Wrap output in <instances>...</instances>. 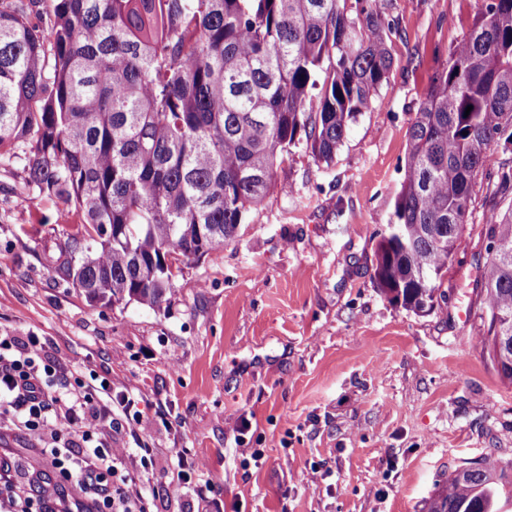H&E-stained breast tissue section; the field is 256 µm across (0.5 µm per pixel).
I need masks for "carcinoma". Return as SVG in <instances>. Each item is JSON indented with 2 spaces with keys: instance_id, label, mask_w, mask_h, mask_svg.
Returning <instances> with one entry per match:
<instances>
[{
  "instance_id": "1",
  "label": "carcinoma",
  "mask_w": 512,
  "mask_h": 512,
  "mask_svg": "<svg viewBox=\"0 0 512 512\" xmlns=\"http://www.w3.org/2000/svg\"><path fill=\"white\" fill-rule=\"evenodd\" d=\"M0 10V153L58 198L55 270L104 305L161 308L177 261L218 251L303 147L330 164L388 78L397 34L377 0H32ZM470 114H465L467 107ZM404 180L372 282L415 313L445 297L475 188L485 213L481 343L512 384V0H481L408 129ZM512 460L455 470L429 512H483Z\"/></svg>"
}]
</instances>
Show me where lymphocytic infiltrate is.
<instances>
[{
	"mask_svg": "<svg viewBox=\"0 0 512 512\" xmlns=\"http://www.w3.org/2000/svg\"><path fill=\"white\" fill-rule=\"evenodd\" d=\"M44 361L45 345L39 337H0V409L14 410L24 426L39 436L80 432L82 451L69 445L44 451L60 479L72 483L75 494L63 497L48 484L37 497L24 496L14 461L1 456L0 507L5 512H145L140 498L128 490L129 476L118 473L126 448L95 438L113 408L127 416L134 401L111 403L112 386L107 382L92 387L80 384L70 391L64 413L50 416L52 395L38 373Z\"/></svg>",
	"mask_w": 512,
	"mask_h": 512,
	"instance_id": "1",
	"label": "lymphocytic infiltrate"
}]
</instances>
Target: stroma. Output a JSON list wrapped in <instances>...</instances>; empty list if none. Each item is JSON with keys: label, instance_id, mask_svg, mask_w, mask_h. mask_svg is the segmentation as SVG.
<instances>
[{"label": "stroma", "instance_id": "obj_1", "mask_svg": "<svg viewBox=\"0 0 512 512\" xmlns=\"http://www.w3.org/2000/svg\"><path fill=\"white\" fill-rule=\"evenodd\" d=\"M378 4L398 27L393 66L333 162L288 155L235 240L183 263L162 308L93 304L63 280L47 261L69 230L57 200L0 157V336L45 338L57 381L106 379L136 400V421L106 439L128 448L120 469L146 512L199 508L178 485L177 448L214 485L207 512H428L457 468L512 458V385L478 340L489 194L475 198L434 310L393 305L371 281L407 130L479 3ZM53 445L0 413V455L23 471ZM142 448L154 451L148 475ZM253 448L263 465H244Z\"/></svg>", "mask_w": 512, "mask_h": 512}]
</instances>
